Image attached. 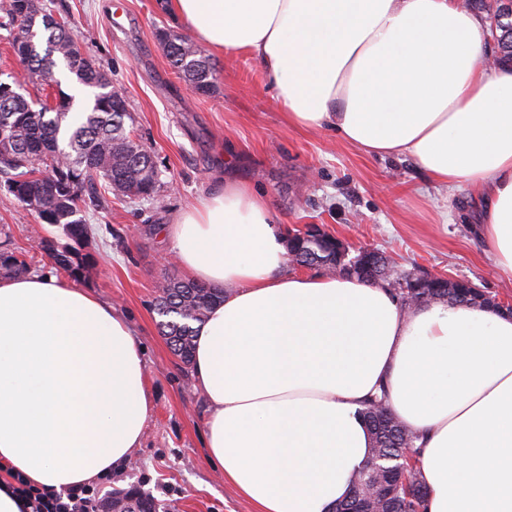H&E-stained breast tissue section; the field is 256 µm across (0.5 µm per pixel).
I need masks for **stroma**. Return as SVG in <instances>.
I'll list each match as a JSON object with an SVG mask.
<instances>
[{"mask_svg":"<svg viewBox=\"0 0 512 512\" xmlns=\"http://www.w3.org/2000/svg\"><path fill=\"white\" fill-rule=\"evenodd\" d=\"M85 53L124 91L134 138L149 147L161 171L159 201L115 195L106 210H88L96 227L88 251L95 265L81 287L127 313L138 332L153 407L140 448L113 469L105 496L137 488L158 512H253L226 483L203 446L204 396L193 387L158 329L154 308L168 272L171 243L161 233L221 177L266 194L281 233L319 225L350 248L385 253L399 270L471 281L512 306L475 222L472 190L435 186L409 157L377 158L328 130L289 125L264 71L251 57H217L216 90L203 96L179 77L164 55L160 31L186 27L164 0H54ZM0 28V81L53 101L60 89L33 84ZM65 243L61 228L0 190V250L24 258L35 273H56L44 242Z\"/></svg>","mask_w":512,"mask_h":512,"instance_id":"obj_1","label":"stroma"}]
</instances>
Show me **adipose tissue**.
<instances>
[{"instance_id": "obj_1", "label": "adipose tissue", "mask_w": 512, "mask_h": 512, "mask_svg": "<svg viewBox=\"0 0 512 512\" xmlns=\"http://www.w3.org/2000/svg\"><path fill=\"white\" fill-rule=\"evenodd\" d=\"M194 39L243 52L290 124L410 157L482 201L512 280V67L485 68L459 0H170ZM164 233L194 281L225 289L196 338L204 446L255 512H332L372 446L382 392L422 448L427 512H512V315L288 270L264 195L216 182ZM152 409L131 320L50 275L0 279V464L55 491L111 475Z\"/></svg>"}]
</instances>
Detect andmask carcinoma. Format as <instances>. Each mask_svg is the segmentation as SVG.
Wrapping results in <instances>:
<instances>
[{"label": "carcinoma", "instance_id": "1", "mask_svg": "<svg viewBox=\"0 0 512 512\" xmlns=\"http://www.w3.org/2000/svg\"><path fill=\"white\" fill-rule=\"evenodd\" d=\"M12 28L14 54L27 67L32 82L58 86L60 57L76 86L92 90L89 105L73 111L75 96L58 91L55 104L36 102L19 93L0 94V176L15 199L33 211L41 224L62 228L69 243L59 246L46 241L55 265L74 278H82L92 265L82 247L91 238L86 208L108 207L107 194L158 200L161 181L150 148L127 130L129 103L113 88L109 75L82 50L77 34L54 17L49 8L35 14L30 0H0V27ZM163 50L171 66L198 93L210 94L216 84L213 67L204 50L184 34L161 35ZM500 60L512 63V19L500 28ZM289 261L298 266L338 272L370 284L383 285L404 308L443 301L450 304L502 310L499 303L479 288L442 282L440 288H414L428 280L424 272H399L371 279L357 269L336 265L335 243L326 235L298 232L288 238ZM29 272L25 260L0 254V276L23 277ZM224 289L168 276L156 298L155 310L163 317L159 331L167 340L183 371L191 367L195 339L210 310L224 300ZM371 436L370 457L401 459V468L385 484H377V495L368 496V474L361 468L351 481L347 497L335 510L363 504L367 512H425L426 488L421 471L418 435L401 424L389 411L386 397H373L363 411ZM126 512H156L153 497L140 491L124 493Z\"/></svg>", "mask_w": 512, "mask_h": 512}]
</instances>
